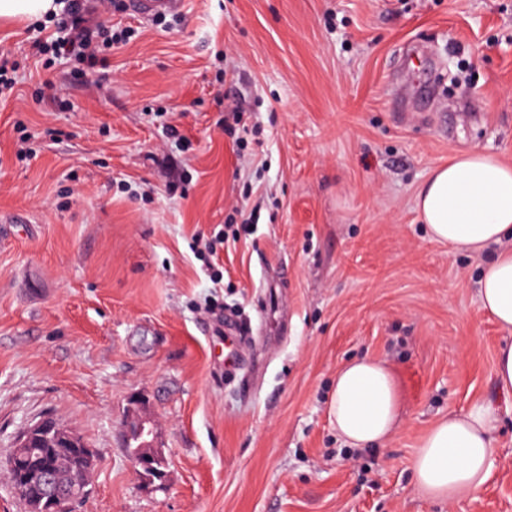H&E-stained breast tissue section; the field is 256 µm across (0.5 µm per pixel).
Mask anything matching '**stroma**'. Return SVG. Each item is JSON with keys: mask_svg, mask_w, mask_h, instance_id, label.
<instances>
[{"mask_svg": "<svg viewBox=\"0 0 512 512\" xmlns=\"http://www.w3.org/2000/svg\"><path fill=\"white\" fill-rule=\"evenodd\" d=\"M123 2L101 19L133 36L83 76L0 21L19 65L0 102V512H27L8 461L46 415L99 457L77 512H512L492 376L512 334L478 295L495 251L449 253L416 211L458 152L512 165V0H185L172 25ZM233 106L255 133L221 129ZM363 356L392 367L401 421L351 448L328 403ZM475 403L497 415L493 477L429 499L415 454ZM131 407L161 482L127 457Z\"/></svg>", "mask_w": 512, "mask_h": 512, "instance_id": "35a3bbf8", "label": "stroma"}]
</instances>
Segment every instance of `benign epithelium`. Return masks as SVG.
I'll return each instance as SVG.
<instances>
[{"label": "benign epithelium", "instance_id": "1", "mask_svg": "<svg viewBox=\"0 0 512 512\" xmlns=\"http://www.w3.org/2000/svg\"><path fill=\"white\" fill-rule=\"evenodd\" d=\"M129 435L142 440L145 447L154 446L155 427L150 418L135 416L127 422ZM38 453L46 448L48 457L28 468L15 483L16 493L27 503L29 512H44L51 504L54 512H75V507L88 494L86 480L68 477L57 456L78 450L79 472L86 476L97 467L98 455L77 431L52 416H45L26 427L17 437L16 449Z\"/></svg>", "mask_w": 512, "mask_h": 512}]
</instances>
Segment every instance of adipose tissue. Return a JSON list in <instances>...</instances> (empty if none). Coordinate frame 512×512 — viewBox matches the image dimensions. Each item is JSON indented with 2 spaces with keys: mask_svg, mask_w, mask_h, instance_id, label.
<instances>
[{
  "mask_svg": "<svg viewBox=\"0 0 512 512\" xmlns=\"http://www.w3.org/2000/svg\"><path fill=\"white\" fill-rule=\"evenodd\" d=\"M417 210L432 241L449 251L500 252L481 272L484 310L512 332V166L477 150L436 168L417 192ZM400 399L391 368L362 357L336 372L330 414L337 436L355 448L377 443L399 424ZM496 417L477 403L449 413L427 433L413 462L415 483L428 498L452 501L476 494L492 469Z\"/></svg>",
  "mask_w": 512,
  "mask_h": 512,
  "instance_id": "adipose-tissue-1",
  "label": "adipose tissue"
}]
</instances>
